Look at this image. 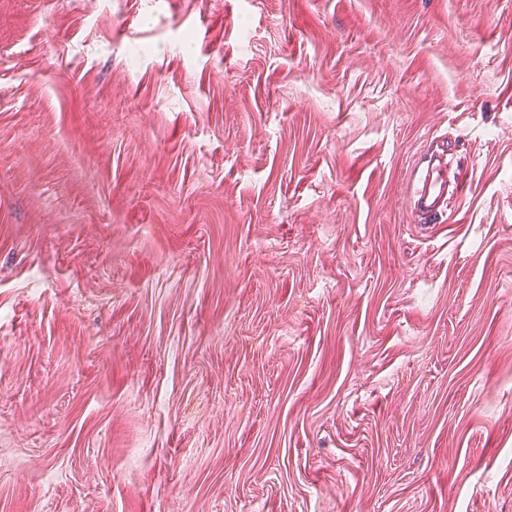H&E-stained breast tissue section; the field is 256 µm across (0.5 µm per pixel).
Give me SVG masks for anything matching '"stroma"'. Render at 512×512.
Returning a JSON list of instances; mask_svg holds the SVG:
<instances>
[{"mask_svg":"<svg viewBox=\"0 0 512 512\" xmlns=\"http://www.w3.org/2000/svg\"><path fill=\"white\" fill-rule=\"evenodd\" d=\"M0 512H512V0H0ZM465 193V184L456 180L452 190L448 191V178L441 177L434 167H415L411 184V198L415 206L424 214L436 215L444 211L454 200Z\"/></svg>","mask_w":512,"mask_h":512,"instance_id":"35a3bbf8","label":"stroma"}]
</instances>
